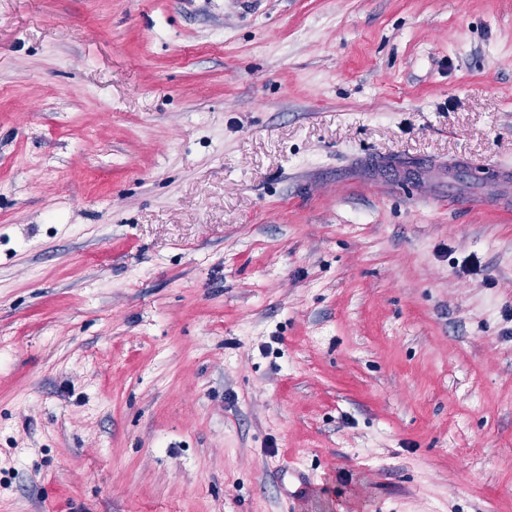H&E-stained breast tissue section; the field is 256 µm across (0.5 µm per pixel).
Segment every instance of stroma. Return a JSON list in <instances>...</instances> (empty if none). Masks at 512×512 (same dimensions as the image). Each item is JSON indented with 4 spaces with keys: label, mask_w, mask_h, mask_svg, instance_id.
Listing matches in <instances>:
<instances>
[{
    "label": "stroma",
    "mask_w": 512,
    "mask_h": 512,
    "mask_svg": "<svg viewBox=\"0 0 512 512\" xmlns=\"http://www.w3.org/2000/svg\"><path fill=\"white\" fill-rule=\"evenodd\" d=\"M460 159L512 166V0H0V512H512Z\"/></svg>",
    "instance_id": "obj_1"
}]
</instances>
